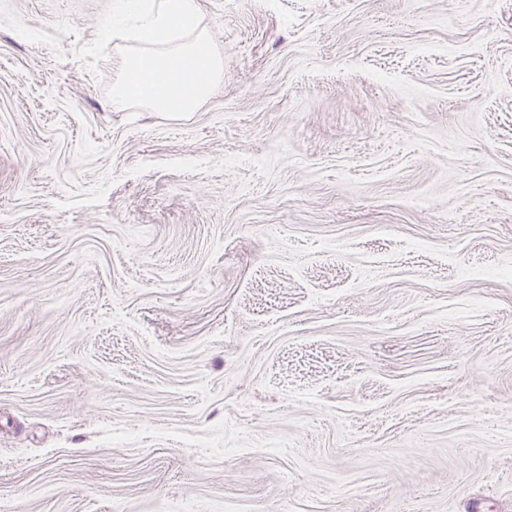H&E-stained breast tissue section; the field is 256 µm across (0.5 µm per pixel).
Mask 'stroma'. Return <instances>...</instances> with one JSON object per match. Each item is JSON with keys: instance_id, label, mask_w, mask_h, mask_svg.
I'll use <instances>...</instances> for the list:
<instances>
[{"instance_id": "stroma-1", "label": "stroma", "mask_w": 512, "mask_h": 512, "mask_svg": "<svg viewBox=\"0 0 512 512\" xmlns=\"http://www.w3.org/2000/svg\"><path fill=\"white\" fill-rule=\"evenodd\" d=\"M107 0H0V502L512 512V0H199L114 108Z\"/></svg>"}]
</instances>
